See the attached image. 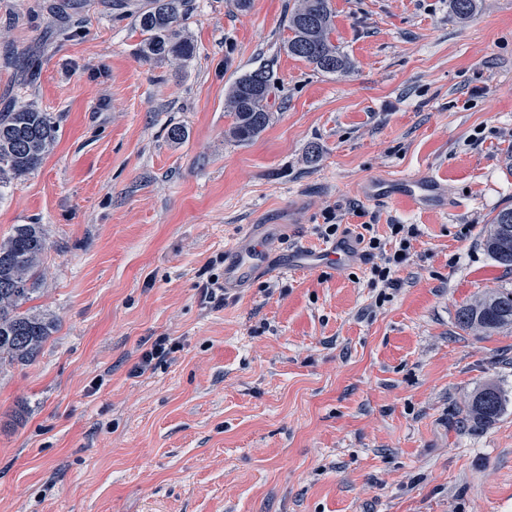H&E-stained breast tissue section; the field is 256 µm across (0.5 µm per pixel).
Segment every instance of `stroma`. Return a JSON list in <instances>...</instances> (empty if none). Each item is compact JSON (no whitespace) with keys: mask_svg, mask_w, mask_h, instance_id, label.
<instances>
[{"mask_svg":"<svg viewBox=\"0 0 512 512\" xmlns=\"http://www.w3.org/2000/svg\"><path fill=\"white\" fill-rule=\"evenodd\" d=\"M295 3L185 0L183 63L140 54L152 0H0V112L58 129L0 188V239L47 232L29 306L57 325L0 371V512H512V330L457 322L512 291L482 244L512 208V0H330L341 76L288 54ZM260 67L272 117L239 142L227 94ZM398 176L434 198L374 196ZM334 220L352 261L204 299L233 247L277 265ZM367 224L418 231L395 287L370 285ZM160 336L177 351L134 375ZM505 402L502 391L494 384H487L473 395L466 417L485 426L491 425L502 413Z\"/></svg>","mask_w":512,"mask_h":512,"instance_id":"stroma-1","label":"stroma"}]
</instances>
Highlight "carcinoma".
Returning a JSON list of instances; mask_svg holds the SVG:
<instances>
[{"mask_svg": "<svg viewBox=\"0 0 512 512\" xmlns=\"http://www.w3.org/2000/svg\"><path fill=\"white\" fill-rule=\"evenodd\" d=\"M183 0H153L138 13L137 21L146 38L141 53L147 59H178L194 56L195 46L180 29ZM479 0H451L453 13L468 18ZM287 51L314 65L321 72L344 74L350 61L330 41L332 13L329 0H297L288 19ZM270 72L257 68L239 77L228 94L234 118L231 135L248 141L269 124L267 100L271 93ZM55 140L50 116L33 107H13L0 112V186L36 169ZM484 246L500 265L512 269V208H504L491 219ZM47 238L40 224H19L0 241V369L19 361H30L51 336L54 323L49 318L22 310L37 291L36 285ZM463 328L486 333L512 328V291H493L464 305L457 312ZM505 406L502 391L487 384L467 405L466 417L482 425L494 423Z\"/></svg>", "mask_w": 512, "mask_h": 512, "instance_id": "obj_1", "label": "carcinoma"}]
</instances>
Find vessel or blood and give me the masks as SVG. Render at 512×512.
Returning <instances> with one entry per match:
<instances>
[{"mask_svg": "<svg viewBox=\"0 0 512 512\" xmlns=\"http://www.w3.org/2000/svg\"><path fill=\"white\" fill-rule=\"evenodd\" d=\"M401 198L410 204H418L427 191L432 188L431 182L413 177L398 179ZM353 253L348 243H338L330 247H322L316 252L299 251L289 255L286 262L271 266L267 253L262 246L252 245L229 254L224 263V286L228 289L240 288L249 273L276 269L284 274L312 269L321 265L342 264L352 259Z\"/></svg>", "mask_w": 512, "mask_h": 512, "instance_id": "1", "label": "vessel or blood"}]
</instances>
